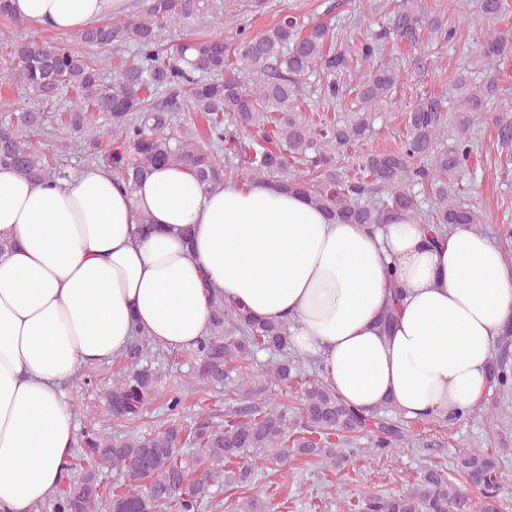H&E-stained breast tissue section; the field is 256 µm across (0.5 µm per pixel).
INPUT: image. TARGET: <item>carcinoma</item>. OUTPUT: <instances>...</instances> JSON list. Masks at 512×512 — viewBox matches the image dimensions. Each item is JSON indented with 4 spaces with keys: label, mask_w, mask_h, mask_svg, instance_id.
<instances>
[{
    "label": "carcinoma",
    "mask_w": 512,
    "mask_h": 512,
    "mask_svg": "<svg viewBox=\"0 0 512 512\" xmlns=\"http://www.w3.org/2000/svg\"><path fill=\"white\" fill-rule=\"evenodd\" d=\"M200 11L201 0H144L142 9L74 32L72 43L62 45L19 41L1 30L6 72L0 83L25 93L32 105L0 121V167L35 182L54 181L63 177L55 157L75 142L85 159L102 161L132 190L150 169L171 164L192 170L213 187L241 175L273 182L307 196L334 222L382 225L404 215L432 240L483 222V214L463 202L471 191L463 180L474 151L472 131L485 121L495 127L498 144L512 149V83L502 84L496 76L477 81L464 68L448 82L449 91L457 93L453 130L443 115L446 99L422 97L408 106V135L399 149L366 153L354 174L342 178L336 173L338 160L370 139L373 111L401 80L383 46L392 41L415 48L432 38L455 40L457 29L443 25L425 0H401L388 23L357 44V56L369 71L355 88L359 108L352 118L315 124L301 115L302 77L317 69L326 74L320 88L325 105L344 94L337 75L347 69V54L333 47L338 34L329 25L305 26L286 16L253 35L238 15L224 13L212 16L210 24L234 31L230 42L222 35L175 44L162 39L171 22H188ZM479 12L486 20L498 19L512 12V0H479ZM129 42L136 45L133 58L112 64V54ZM77 44L93 46L97 53L90 56ZM476 44L486 61L512 55V35L496 28L485 27ZM64 93L71 94L65 120L50 127L43 106ZM198 113L207 117L204 134L195 125ZM226 119L260 133V139L234 136L224 127ZM106 136L113 144L108 153L101 151ZM225 143L233 145L243 166L224 164L220 148ZM418 186L429 189L431 209L421 208ZM393 293L380 318L384 328L402 298L398 286ZM146 346L147 339L136 337L125 356L132 368L112 372L107 402L117 420H136L155 399L158 375L138 366ZM290 349L288 324L260 321L243 307L215 300L208 333L195 348L192 378L222 382L266 351L271 358L260 373L242 377V392L262 394V379L294 387L298 411L264 401L229 411L222 424L204 418L188 426L174 419L133 434H112L91 424L79 442L94 455L96 469L64 482L53 512H198L224 478L250 480L257 460L278 464L301 456L340 468L363 431L370 433L368 451L375 456L415 444L417 432L390 406L368 416L343 404L321 377L302 378L303 359ZM489 375L502 394L512 393V324L499 337ZM187 443L195 448L194 463L205 465L194 478V468L179 457ZM238 461L241 465L228 469ZM100 469L119 471L121 490H104ZM452 472L463 475L481 498L463 495L450 480ZM511 486L512 474L502 468L499 451L465 448L446 470L422 466L406 494L363 498L347 512H500L501 496Z\"/></svg>",
    "instance_id": "cac0c4a2"
}]
</instances>
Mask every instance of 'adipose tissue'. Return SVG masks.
I'll list each match as a JSON object with an SVG mask.
<instances>
[{"label": "adipose tissue", "mask_w": 512, "mask_h": 512, "mask_svg": "<svg viewBox=\"0 0 512 512\" xmlns=\"http://www.w3.org/2000/svg\"><path fill=\"white\" fill-rule=\"evenodd\" d=\"M13 5L72 33L128 0ZM0 238L13 244L0 256V512H32L57 488L77 432L63 382L123 354L138 329L166 349L196 345L213 291L287 322L343 403L412 419L478 406L512 321V267L485 233L434 242L403 216L375 230L336 223L272 184L210 187L171 165L132 192L96 163L44 183L1 168ZM395 285L404 301L384 330Z\"/></svg>", "instance_id": "ef3b65f1"}]
</instances>
